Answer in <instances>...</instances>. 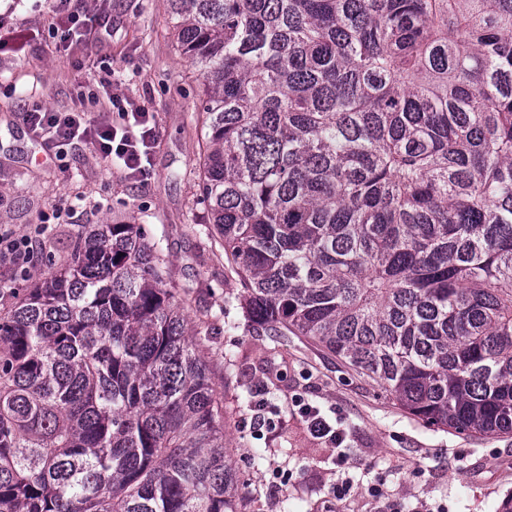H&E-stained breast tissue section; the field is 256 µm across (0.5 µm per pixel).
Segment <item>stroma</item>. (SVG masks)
<instances>
[{
  "label": "stroma",
  "instance_id": "obj_1",
  "mask_svg": "<svg viewBox=\"0 0 512 512\" xmlns=\"http://www.w3.org/2000/svg\"><path fill=\"white\" fill-rule=\"evenodd\" d=\"M107 29L65 42L45 0H16L5 22L25 39L0 54V232L52 228L19 273L0 255V286L27 288L69 257L90 224H135L157 245L180 311L195 331L224 398L230 459L243 481L242 512H375L360 494L337 500V448L313 438L296 407L339 420L351 452L349 474L383 472V495L405 512H498L512 493V434L482 436L424 425L378 384L313 343L250 326L239 283L196 193L201 131L195 114L203 82L178 47L166 0H83ZM118 96L152 114L157 138L146 179H132L85 147L43 152L20 119L28 106L99 113L89 96Z\"/></svg>",
  "mask_w": 512,
  "mask_h": 512
}]
</instances>
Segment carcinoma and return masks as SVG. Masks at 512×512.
Wrapping results in <instances>:
<instances>
[{
	"label": "carcinoma",
	"instance_id": "cac0c4a2",
	"mask_svg": "<svg viewBox=\"0 0 512 512\" xmlns=\"http://www.w3.org/2000/svg\"><path fill=\"white\" fill-rule=\"evenodd\" d=\"M246 316L512 433V0H168ZM166 262L91 224L0 313V512H239Z\"/></svg>",
	"mask_w": 512,
	"mask_h": 512
}]
</instances>
